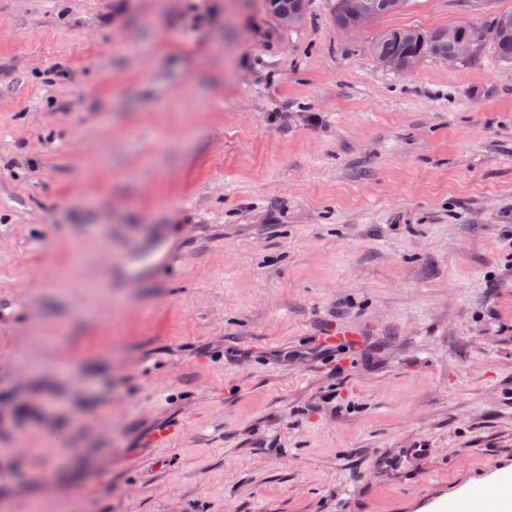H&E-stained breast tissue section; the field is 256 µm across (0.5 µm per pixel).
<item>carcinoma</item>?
<instances>
[{"mask_svg": "<svg viewBox=\"0 0 512 512\" xmlns=\"http://www.w3.org/2000/svg\"><path fill=\"white\" fill-rule=\"evenodd\" d=\"M395 13L390 0H369L367 10L358 14L348 5L347 0H336V26L346 24L364 25L370 20ZM490 23L501 29V37L493 44L497 54L506 60L512 59V11L499 12ZM372 50L377 59L399 62L402 59L420 54L439 61L454 55L455 44L436 29L422 33L415 29H390L378 35L372 42Z\"/></svg>", "mask_w": 512, "mask_h": 512, "instance_id": "cac0c4a2", "label": "carcinoma"}]
</instances>
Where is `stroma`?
Segmentation results:
<instances>
[{"label": "stroma", "mask_w": 512, "mask_h": 512, "mask_svg": "<svg viewBox=\"0 0 512 512\" xmlns=\"http://www.w3.org/2000/svg\"><path fill=\"white\" fill-rule=\"evenodd\" d=\"M335 5L0 0V512H423L512 468V60L371 48L512 0ZM271 14L277 20L281 22L283 26H294L299 24L303 20L302 14L295 10L292 13L288 11L292 10L293 5L296 1L294 0H267ZM288 13V14H287ZM286 14V15H284ZM284 15V16H282ZM282 16V17H281ZM368 5L367 10L358 14L350 8L346 0H336V26L341 28L350 23L359 25L342 27L345 36L353 39L359 33L360 26L368 21L398 12L391 7L390 0H369Z\"/></svg>", "instance_id": "1"}]
</instances>
